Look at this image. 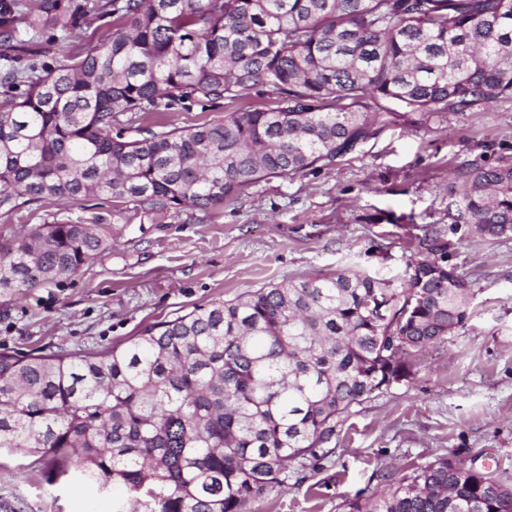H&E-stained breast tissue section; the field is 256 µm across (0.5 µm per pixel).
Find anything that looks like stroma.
<instances>
[{
  "label": "stroma",
  "instance_id": "obj_1",
  "mask_svg": "<svg viewBox=\"0 0 512 512\" xmlns=\"http://www.w3.org/2000/svg\"><path fill=\"white\" fill-rule=\"evenodd\" d=\"M487 156L512 161V99L431 116L393 106L378 134L328 169L271 178L219 214L151 223L105 196L0 215V243L43 220L105 216L112 248L79 275L0 294V348L86 354L124 345L194 306L291 276L343 267L400 282L422 228L443 227L448 262L475 316L412 358L409 380L354 406L331 440L253 512H347L380 470L411 474L441 457L512 487V236L481 239L448 220V174ZM112 496L54 480L22 451L0 454V512H111Z\"/></svg>",
  "mask_w": 512,
  "mask_h": 512
}]
</instances>
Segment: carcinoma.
Segmentation results:
<instances>
[{"instance_id":"obj_1","label":"carcinoma","mask_w":512,"mask_h":512,"mask_svg":"<svg viewBox=\"0 0 512 512\" xmlns=\"http://www.w3.org/2000/svg\"><path fill=\"white\" fill-rule=\"evenodd\" d=\"M108 20L104 41L43 60V41ZM0 88V215L108 195L160 224L334 165L377 134L390 102L425 116L511 99L512 0H0ZM253 91L273 107L112 133L120 115ZM448 219L511 236L512 162L459 166ZM102 221H45L0 244V293L82 272L112 246ZM449 248L427 226L398 288L351 268L287 277L123 348L1 350L0 449L121 488L112 512H252L290 469L333 452L342 415L408 380L413 353L473 316ZM455 465L385 470L349 512H512V489L473 466L448 491Z\"/></svg>"}]
</instances>
